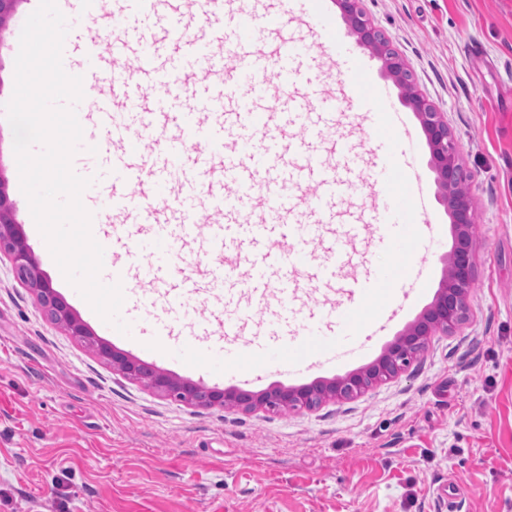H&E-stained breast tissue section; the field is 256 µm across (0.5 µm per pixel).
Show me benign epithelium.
Returning a JSON list of instances; mask_svg holds the SVG:
<instances>
[{"instance_id":"7a95c632","label":"benign epithelium","mask_w":512,"mask_h":512,"mask_svg":"<svg viewBox=\"0 0 512 512\" xmlns=\"http://www.w3.org/2000/svg\"><path fill=\"white\" fill-rule=\"evenodd\" d=\"M362 0H337L359 46L373 51L387 73L406 90L405 101L418 116L426 134L431 165L437 175L443 202L455 228V241L448 256V268L433 302L406 330L389 344L369 366L344 377L316 380L298 387L271 388L262 392L219 389L201 382L174 377L140 363L129 355L98 343L99 355L112 369L156 393L198 407H224L245 412L256 410H312L327 400L350 399L373 385L386 382L404 371L426 350L429 338L446 334L466 318L474 283L473 207L467 195L458 192L466 181L448 123L426 97L414 90L413 75L403 57L391 47L385 35L366 18ZM0 252L6 253L17 280L30 288L50 319L64 326L69 335L87 340L89 332L72 313L67 302L42 276L26 241L22 226L0 180Z\"/></svg>"}]
</instances>
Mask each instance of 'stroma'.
<instances>
[{"mask_svg": "<svg viewBox=\"0 0 512 512\" xmlns=\"http://www.w3.org/2000/svg\"><path fill=\"white\" fill-rule=\"evenodd\" d=\"M370 22L405 59L420 93L448 123L470 180L475 279L472 309L454 331L432 337L397 378L361 397L313 411L196 408L125 378L43 312L0 255V512H440L444 480L460 490L458 512H512V0H362ZM15 57L0 40V178L16 219L13 132L1 107L14 89ZM415 157L440 230L418 259L424 278L385 335L360 357L298 375L256 372L248 388L297 387L374 362L431 304L445 275L454 229L425 133ZM363 172L352 197L311 249L345 251L329 291L300 288L302 311L341 308V282L389 267L372 225L343 237L350 212L371 209ZM42 275L87 326L116 349L28 237ZM213 336L186 349L178 336L133 357L173 376L222 389L233 381L200 364Z\"/></svg>", "mask_w": 512, "mask_h": 512, "instance_id": "stroma-1", "label": "stroma"}]
</instances>
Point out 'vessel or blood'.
Masks as SVG:
<instances>
[{
    "label": "vessel or blood",
    "instance_id": "obj_1",
    "mask_svg": "<svg viewBox=\"0 0 512 512\" xmlns=\"http://www.w3.org/2000/svg\"><path fill=\"white\" fill-rule=\"evenodd\" d=\"M175 0H79L83 17L108 13L113 38L102 48L90 34L65 40L63 65L83 78L84 97L76 106L85 132L72 160L74 171L92 178L82 194L92 215V233L104 248L102 283L121 282L124 291L148 284L147 303L164 301L168 318L151 317L146 331L157 343H165L173 325L192 324L187 302L196 296L197 274L185 269L182 246L186 239L208 225L216 249H223L230 233L262 242L270 228L280 230L290 247L281 256L287 271L280 282L282 310L294 317L290 274L306 264L304 250L329 220L330 201L345 195L357 183L360 169L354 153H346L341 172L326 167L318 150L326 139L321 129L325 115L339 111L340 100L313 91L312 101H289L269 95L270 84L285 87L302 76L300 66L306 42L318 45L321 58L340 61L347 79L349 100L369 121L372 146L378 151L372 179L379 203L371 216L376 239L396 255L397 272L373 271L355 279L349 298L336 317V328L325 331L310 325L301 331L280 330L272 343L238 342L222 349L220 359L227 377H247L250 367L268 362L296 373L299 352L309 351L314 361L349 358L365 342L380 336L393 314L396 295L406 279H419L422 264L414 252L432 230L428 219L429 197L414 161L416 142L405 113L390 104L383 87L357 49L336 35V23L322 0H265L257 8L253 0H200L199 17L184 16L166 28L165 36L184 42L185 32L194 39L184 42L189 59H173L156 66L157 42L146 31L135 29L136 17L164 19ZM306 23L305 37L287 35L290 16ZM224 30V43L239 52L258 32L275 34L281 60L269 71L263 55H247L239 76H227L223 56L208 49L205 27ZM109 69L111 89L102 92L97 75ZM299 127L302 138L289 140L287 149L277 142L258 147L250 133L279 124ZM224 158V180L235 184L234 196L224 197L217 211L221 222L210 223L212 211L197 198L201 182L189 178L185 159L199 171H208L215 156ZM318 175L320 194L306 207H297L286 185L271 179L272 170ZM268 277L262 260L251 264V275L240 279L235 267L212 270L208 290L228 297L229 283L251 293H261ZM249 315L225 313L215 332L221 337L242 335Z\"/></svg>",
    "mask_w": 512,
    "mask_h": 512
}]
</instances>
